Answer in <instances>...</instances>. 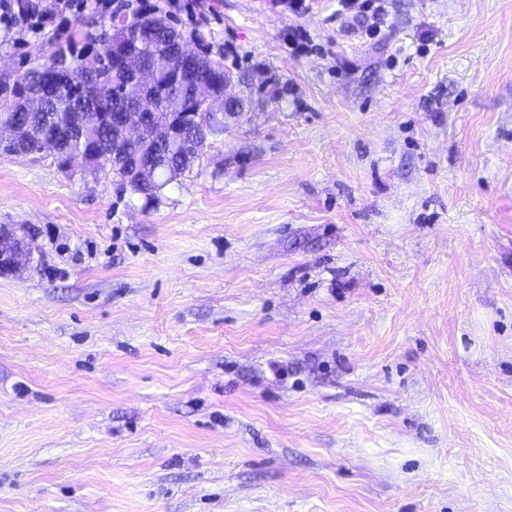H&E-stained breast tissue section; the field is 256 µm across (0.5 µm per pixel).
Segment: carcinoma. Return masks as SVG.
Segmentation results:
<instances>
[{"label":"carcinoma","instance_id":"carcinoma-1","mask_svg":"<svg viewBox=\"0 0 512 512\" xmlns=\"http://www.w3.org/2000/svg\"><path fill=\"white\" fill-rule=\"evenodd\" d=\"M128 40L138 43V60L153 70V79L165 86L161 96L150 99L152 111L158 113L159 124L143 132L142 140L164 155L165 161L158 170L139 173L126 160L112 158V109L122 105L131 88L119 73L112 72V61L92 52H52L48 63H43L19 76L8 96L14 97L27 85L38 86L44 75L52 73L55 81L46 86L40 95V104L30 110L1 112L0 123H11L33 131V137L17 146L16 154L27 155L41 150L40 141L56 135L59 118L77 114L85 119L88 135L92 137L81 160L84 165H97L100 170L116 176L124 188L147 199L156 198L161 190L177 179L202 155L208 137L224 132V124L213 122L201 128L185 126L183 140L176 146L165 139L162 122L169 112H188L195 88L200 82L213 83L224 79V66L207 60L203 67L183 77L175 78L177 61L195 54L191 44L178 39L168 21L159 16H140L120 29H113L106 38L103 52Z\"/></svg>","mask_w":512,"mask_h":512}]
</instances>
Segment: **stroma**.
Here are the masks:
<instances>
[{
	"label": "stroma",
	"mask_w": 512,
	"mask_h": 512,
	"mask_svg": "<svg viewBox=\"0 0 512 512\" xmlns=\"http://www.w3.org/2000/svg\"><path fill=\"white\" fill-rule=\"evenodd\" d=\"M312 3L167 13L244 106L154 200L0 152V512H512V0ZM341 15H351L365 23L364 35L375 39L381 33V26L387 13L386 0H340ZM16 233L5 226H0V268H9L14 272L21 270L33 258L30 240Z\"/></svg>",
	"instance_id": "1"
}]
</instances>
